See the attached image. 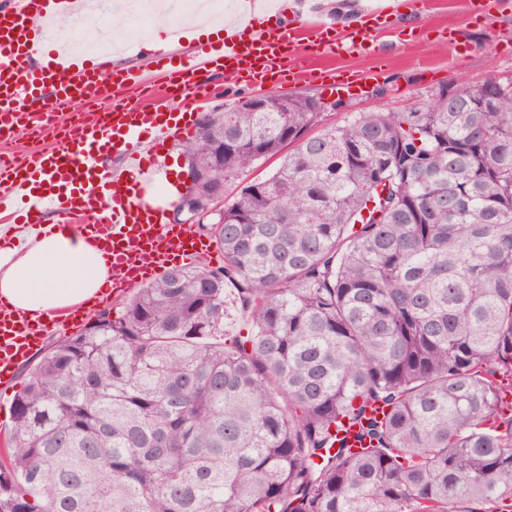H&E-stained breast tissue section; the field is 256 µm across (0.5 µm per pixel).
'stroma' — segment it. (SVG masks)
<instances>
[{"mask_svg": "<svg viewBox=\"0 0 512 512\" xmlns=\"http://www.w3.org/2000/svg\"><path fill=\"white\" fill-rule=\"evenodd\" d=\"M393 14L374 36L375 51L347 54L328 63V73H367L368 94L357 99L325 92L318 81L284 84L283 92L317 99L323 122L340 126L362 112H408L429 101L441 86H474L496 76L512 79V0H493L494 18L473 20L467 0H394ZM196 52L188 42L168 53L131 52L118 57L116 69L151 72L157 84L169 79L166 64L186 63ZM212 100L199 113L223 112L258 94L255 85L220 74L204 77Z\"/></svg>", "mask_w": 512, "mask_h": 512, "instance_id": "stroma-1", "label": "stroma"}]
</instances>
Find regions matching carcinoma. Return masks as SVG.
I'll return each instance as SVG.
<instances>
[{
	"instance_id": "obj_1",
	"label": "carcinoma",
	"mask_w": 512,
	"mask_h": 512,
	"mask_svg": "<svg viewBox=\"0 0 512 512\" xmlns=\"http://www.w3.org/2000/svg\"><path fill=\"white\" fill-rule=\"evenodd\" d=\"M321 125L205 114L224 267L175 268L51 346L15 395L0 512H512V81ZM251 321L226 346L224 290ZM389 409L381 421L367 416ZM368 441L331 451L341 419ZM277 164L278 161L276 159L261 161L253 172L246 173L248 176L242 175L239 178L224 181V184L217 186L209 194L204 208V213L200 217L219 215L222 218L224 214V207L232 202L234 196L247 181L255 176L263 175L272 171Z\"/></svg>"
}]
</instances>
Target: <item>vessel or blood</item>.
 I'll return each mask as SVG.
<instances>
[{
	"instance_id": "obj_1",
	"label": "vessel or blood",
	"mask_w": 512,
	"mask_h": 512,
	"mask_svg": "<svg viewBox=\"0 0 512 512\" xmlns=\"http://www.w3.org/2000/svg\"><path fill=\"white\" fill-rule=\"evenodd\" d=\"M87 0H0V142L18 134L52 140L44 152L21 155L18 161L0 162V212L21 223L41 228L45 213L54 212L61 223L79 224L94 246L112 257V293L136 288L170 268L207 258L211 241L186 227L165 221V209L148 193L142 134L156 146L190 139L198 99L209 89L202 77L217 68L252 74L255 83L285 80L305 74L302 57L332 59L361 53L372 47V21L384 17V7L365 13L356 28L328 37V24H306L308 44L297 31L284 29L249 40L228 35L201 45L194 62L181 69L170 101L176 110L161 112L145 107L117 109L115 100L128 91L151 87L139 70L117 71L111 57L98 58L88 67L49 52L36 56L38 45L49 43V21L71 17ZM365 80L351 74L334 81L336 95L360 97ZM96 102L100 111L89 113L71 128L60 117L78 105ZM128 162V177L113 176L107 167L111 154ZM46 323L26 318L0 303V379H11L46 335Z\"/></svg>"
}]
</instances>
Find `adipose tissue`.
I'll return each mask as SVG.
<instances>
[{"mask_svg": "<svg viewBox=\"0 0 512 512\" xmlns=\"http://www.w3.org/2000/svg\"><path fill=\"white\" fill-rule=\"evenodd\" d=\"M8 235L10 245L0 249V299L21 313L45 322L92 305L104 291L110 264L82 232L65 225Z\"/></svg>", "mask_w": 512, "mask_h": 512, "instance_id": "ef3b65f1", "label": "adipose tissue"}]
</instances>
